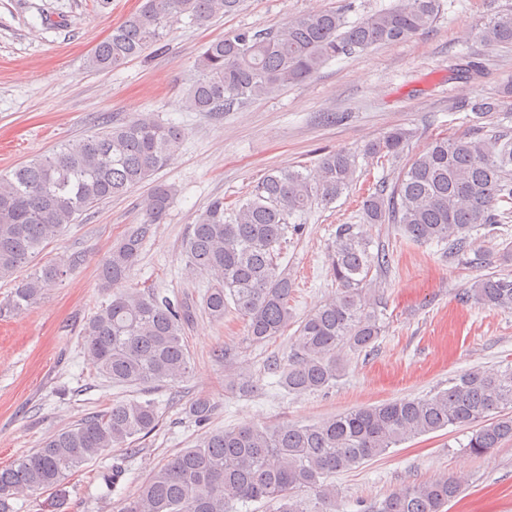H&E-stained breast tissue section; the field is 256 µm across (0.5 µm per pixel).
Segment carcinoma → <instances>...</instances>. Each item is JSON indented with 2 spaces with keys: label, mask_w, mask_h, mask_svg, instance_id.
Returning <instances> with one entry per match:
<instances>
[{
  "label": "carcinoma",
  "mask_w": 512,
  "mask_h": 512,
  "mask_svg": "<svg viewBox=\"0 0 512 512\" xmlns=\"http://www.w3.org/2000/svg\"><path fill=\"white\" fill-rule=\"evenodd\" d=\"M242 0H140L112 34L87 58L106 72L142 56L176 24L202 25L232 14ZM441 0H394L356 21L346 8H329L288 18L276 28H242L208 43L182 98L184 109L216 114L265 99L304 82L326 63L372 46L405 41L428 31ZM490 48L512 47V11L491 13L477 30ZM484 71L470 54L456 57L452 78L468 82ZM473 128L432 139L380 179L363 201L366 224H398L419 244L460 250L473 233L512 217V77L497 92L462 102ZM184 131L143 113L93 135L64 144L10 175H0V280L13 284L11 303L23 309L56 284L82 258L45 263L25 277L17 273L79 217L112 197L146 182L179 152ZM412 132L403 127L363 146L371 161L402 158ZM359 178L357 155L323 154L313 168L272 169L248 198L224 210L212 200L182 242L186 269L209 283L200 305L220 323L232 310L244 321L247 340L263 344L281 335L293 319L292 283L282 268V244L297 234V220L314 206L327 208ZM174 187L157 182L145 204V219L131 224L98 264L109 300L85 322L83 353L114 385L149 388L189 375L185 327L195 309L155 289L125 288L153 226L165 218ZM359 224H340L328 254L334 296L298 324L294 359L272 364L277 384L290 393L322 391L341 376L344 349L368 351L382 335L376 303L368 295L375 268L389 266L388 254H373ZM465 300L512 308V277L487 274ZM224 362L228 385L253 392L252 374L233 349L214 350ZM214 405L191 402L195 422H207ZM156 403L128 400L104 414L88 416L48 438L32 452L0 468V512H14L10 500L28 492L53 491L64 504L70 474L112 448H128L153 432ZM450 426L468 427L464 447L484 455L512 440V368L468 369L430 395L360 407L310 424L244 426L205 434L166 463L154 467L122 512H237L243 502L269 501L275 512H339V491L331 478L380 457L417 436ZM462 479L440 477L405 485L359 512H444Z\"/></svg>",
  "instance_id": "cac0c4a2"
}]
</instances>
